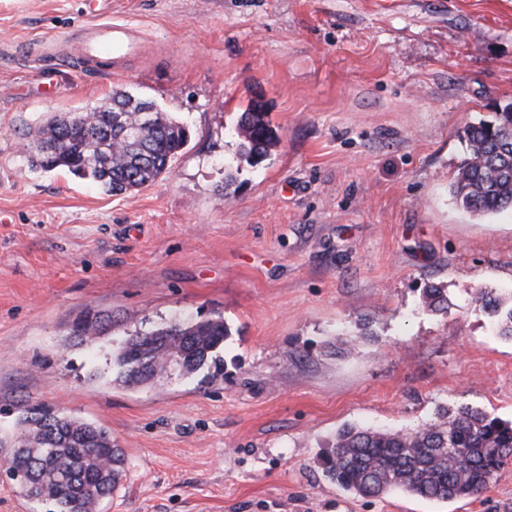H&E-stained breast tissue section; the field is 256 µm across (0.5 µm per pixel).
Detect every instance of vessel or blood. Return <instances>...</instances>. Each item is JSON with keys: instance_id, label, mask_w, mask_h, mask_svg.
I'll list each match as a JSON object with an SVG mask.
<instances>
[{"instance_id": "vessel-or-blood-1", "label": "vessel or blood", "mask_w": 512, "mask_h": 512, "mask_svg": "<svg viewBox=\"0 0 512 512\" xmlns=\"http://www.w3.org/2000/svg\"><path fill=\"white\" fill-rule=\"evenodd\" d=\"M137 37L132 26L103 22L88 26L85 38L78 43V56L89 66L114 63L136 53Z\"/></svg>"}]
</instances>
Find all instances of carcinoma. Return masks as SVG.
I'll return each instance as SVG.
<instances>
[{
  "label": "carcinoma",
  "instance_id": "1",
  "mask_svg": "<svg viewBox=\"0 0 512 512\" xmlns=\"http://www.w3.org/2000/svg\"><path fill=\"white\" fill-rule=\"evenodd\" d=\"M148 100L126 90L94 112H67L38 130L39 153L31 166L62 169L91 179L120 195L139 189L169 171L185 147L188 129L160 108L142 113ZM240 156L264 162L281 143L279 130L255 104L235 128ZM466 152L451 194L476 216L512 210V104L493 121L478 120L465 130ZM475 302L496 323V333L512 339V295L480 290ZM105 327L97 319L76 321L71 335L93 344ZM231 336L221 315L185 316L148 330H136L112 349L110 382L124 387L154 384L171 370L191 376L220 361ZM17 437L0 435V459L23 496L53 506L50 512H98L124 476L125 454L101 423L64 415L42 403L29 404L17 419ZM512 457V423L472 406L446 409L412 430L347 427L323 462L326 474L362 497L392 491L448 501L486 491Z\"/></svg>",
  "mask_w": 512,
  "mask_h": 512
}]
</instances>
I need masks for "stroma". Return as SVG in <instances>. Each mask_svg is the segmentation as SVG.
<instances>
[{
  "label": "stroma",
  "instance_id": "stroma-1",
  "mask_svg": "<svg viewBox=\"0 0 512 512\" xmlns=\"http://www.w3.org/2000/svg\"><path fill=\"white\" fill-rule=\"evenodd\" d=\"M104 21L147 51L90 72L67 41ZM116 89L189 128L169 173L115 196L28 164ZM254 102L281 134L257 167L232 134ZM508 103L512 0H0V431L28 399L104 423L126 475L101 512H512V461L449 502L321 465L347 425L512 420V340L473 300L512 292V211L449 193L465 128ZM197 313L231 329L223 376L110 384L114 340ZM86 316L112 325L92 347ZM104 330L105 327L100 320L80 319L73 324L71 335L78 339L80 344H93Z\"/></svg>",
  "mask_w": 512,
  "mask_h": 512
}]
</instances>
